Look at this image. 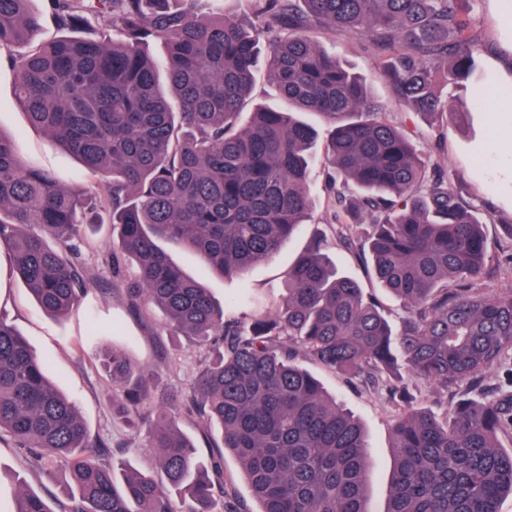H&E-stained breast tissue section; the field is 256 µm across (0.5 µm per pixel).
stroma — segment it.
<instances>
[{
  "mask_svg": "<svg viewBox=\"0 0 512 512\" xmlns=\"http://www.w3.org/2000/svg\"><path fill=\"white\" fill-rule=\"evenodd\" d=\"M467 8L485 44L482 63H489L495 52L512 62V24L505 20L502 0H469ZM313 37L341 64L371 81L382 112L389 121L409 133L428 173H445L463 201L476 207L479 213L492 214V221L483 227L491 259L477 285L500 294L512 292V266L506 261L512 253V232L507 229L512 222V187L498 179L505 146L512 143V124L499 126L498 138H491L489 134L491 109L505 101V94H485L476 106L468 93L452 90L448 93V114L426 118L385 83L380 75L379 60L366 50L359 36H336L318 30ZM457 112L467 113L465 123L454 120ZM0 130L15 137L23 158L29 163L53 172L63 182H75L84 191L97 193L99 175L86 170L43 131L26 122L14 96L13 75L7 65L1 63ZM310 189L312 222L301 225L274 258L257 264L242 277L229 279L208 274L202 259L194 252L172 243L167 244L166 249L189 275L200 278L209 288L223 307L226 318L244 322L271 312L280 304L289 265L310 239L320 233L326 238L325 253L339 273L372 294L391 319H399L404 313L401 302L384 291L370 267L344 247L343 228L332 221L339 207L326 188L322 166L312 169ZM111 250L110 225L94 226L81 247L79 262L97 286L88 291L78 308L59 321L47 316L25 284L13 275L9 258L0 259V316L11 321L24 335L45 361L54 382L76 404L86 422L91 444L105 447L107 458L113 464L128 463L151 473L155 470L153 449L147 447L144 436L132 433L121 420L112 416V399L119 386L99 358L98 350L104 345L116 348L139 368L157 376L158 389L134 408L138 416L151 417L170 395H177L181 403H188L207 349L191 337L171 335L158 310H150L142 316L129 310L113 284L119 279L134 280L135 272L128 265L120 272H113L108 262ZM300 363L364 423L371 459L368 508L369 512H383L392 466L391 426L398 413L388 386L348 379L305 357ZM22 488L50 499L55 512H69L71 508L61 470L33 467L24 449L15 447L10 440H2L0 512H9Z\"/></svg>",
  "mask_w": 512,
  "mask_h": 512,
  "instance_id": "obj_1",
  "label": "stroma"
}]
</instances>
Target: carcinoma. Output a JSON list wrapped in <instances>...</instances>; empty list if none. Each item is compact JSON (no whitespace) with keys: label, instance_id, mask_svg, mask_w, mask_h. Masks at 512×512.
<instances>
[{"label":"carcinoma","instance_id":"1","mask_svg":"<svg viewBox=\"0 0 512 512\" xmlns=\"http://www.w3.org/2000/svg\"><path fill=\"white\" fill-rule=\"evenodd\" d=\"M32 0H0V61L14 76L27 122L102 177L84 195L28 164L0 130V243L39 307L73 309L94 285L78 264L82 228L108 222L112 264L129 262L125 286L136 311L159 309L175 334L209 346L189 411L215 426L221 444L197 455L175 409L148 420L161 480L129 464L84 455L88 429L16 328L0 318V439L28 448L34 466L60 467L71 512L224 510V452L240 462L257 512H368L370 456L363 426L320 380L305 355L369 381L383 377L402 412L393 424L394 469L385 512H498L512 494V294L474 287L489 258L484 219L442 179L428 180L405 133L380 117L367 79L323 51L309 32L356 33L382 60L396 94L425 116L448 112L442 89L464 86L474 103L483 42L465 0H255L245 24L206 13V0H50L63 34L35 41ZM108 18L92 27L89 16ZM166 47L159 75L144 47ZM292 110L251 101L261 53ZM336 122L326 149L327 186L349 223L369 220L346 247L368 254L374 276L403 302L393 324L314 239L288 271L286 299L246 325L202 281L187 276L162 243L196 251L220 276L273 258L311 220L309 172L316 130L301 114ZM104 361L122 391L114 414L136 429L129 407L155 389L152 377L113 350ZM503 371L478 399L457 394L440 421L414 405L410 382L446 391ZM11 512H52L20 490Z\"/></svg>","mask_w":512,"mask_h":512}]
</instances>
